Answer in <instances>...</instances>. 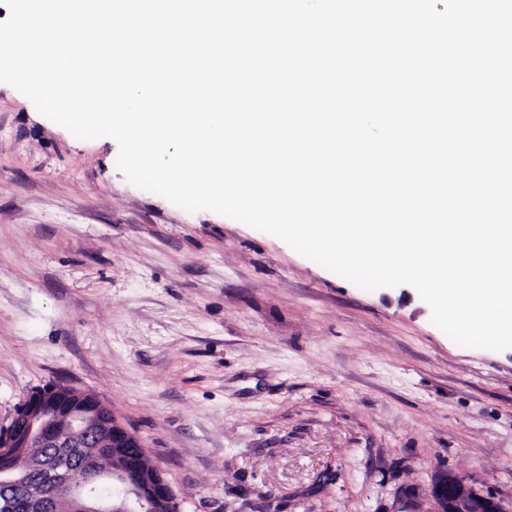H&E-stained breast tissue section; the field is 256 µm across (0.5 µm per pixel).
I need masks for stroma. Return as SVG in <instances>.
<instances>
[{
  "instance_id": "35a3bbf8",
  "label": "stroma",
  "mask_w": 512,
  "mask_h": 512,
  "mask_svg": "<svg viewBox=\"0 0 512 512\" xmlns=\"http://www.w3.org/2000/svg\"><path fill=\"white\" fill-rule=\"evenodd\" d=\"M0 83V425L92 394L182 512H425L435 472L512 502V349L415 288L363 289L269 233L132 184Z\"/></svg>"
}]
</instances>
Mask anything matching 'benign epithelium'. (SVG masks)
<instances>
[{"label":"benign epithelium","mask_w":512,"mask_h":512,"mask_svg":"<svg viewBox=\"0 0 512 512\" xmlns=\"http://www.w3.org/2000/svg\"><path fill=\"white\" fill-rule=\"evenodd\" d=\"M141 438L91 394L49 383L0 426V512H172L177 494L159 466H144ZM424 512H512L436 471Z\"/></svg>","instance_id":"1"}]
</instances>
